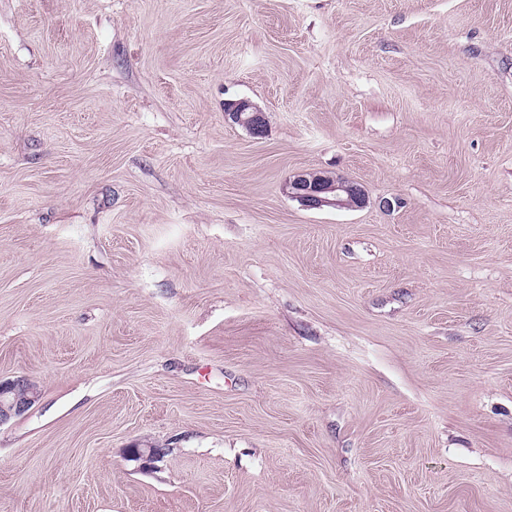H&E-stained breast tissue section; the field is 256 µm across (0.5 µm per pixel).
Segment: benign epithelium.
<instances>
[{"instance_id": "obj_1", "label": "benign epithelium", "mask_w": 512, "mask_h": 512, "mask_svg": "<svg viewBox=\"0 0 512 512\" xmlns=\"http://www.w3.org/2000/svg\"><path fill=\"white\" fill-rule=\"evenodd\" d=\"M226 116L255 137L265 132L264 114L244 99L230 103ZM289 194L305 206L320 208H360L366 203L365 191L355 182L339 176L309 172L297 175L288 183ZM33 381L26 377L0 381V425L28 411L39 399Z\"/></svg>"}]
</instances>
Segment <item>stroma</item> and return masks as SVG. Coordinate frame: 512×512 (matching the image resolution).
<instances>
[{
    "mask_svg": "<svg viewBox=\"0 0 512 512\" xmlns=\"http://www.w3.org/2000/svg\"><path fill=\"white\" fill-rule=\"evenodd\" d=\"M19 375L0 512H512V0H0ZM226 116L232 122L245 128L254 137H261L265 132L266 121L264 114L244 99L229 103ZM288 192L305 206L320 208H360L366 203L365 191L355 182L339 176L309 172L288 183ZM33 382L22 376L0 381V425L25 413L38 401L40 393Z\"/></svg>",
    "mask_w": 512,
    "mask_h": 512,
    "instance_id": "35a3bbf8",
    "label": "stroma"
}]
</instances>
